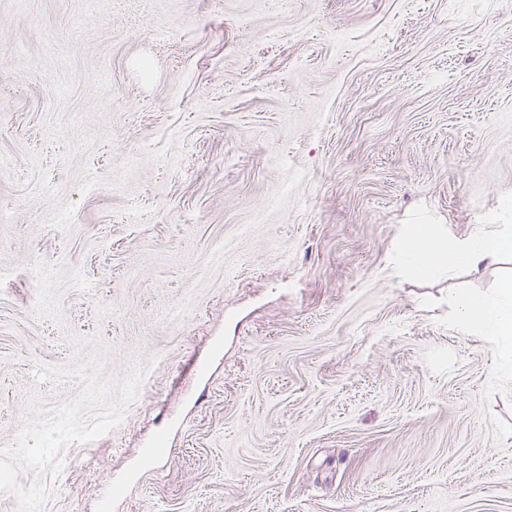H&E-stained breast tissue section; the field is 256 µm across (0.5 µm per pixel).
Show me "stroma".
Wrapping results in <instances>:
<instances>
[{"instance_id":"stroma-1","label":"stroma","mask_w":512,"mask_h":512,"mask_svg":"<svg viewBox=\"0 0 512 512\" xmlns=\"http://www.w3.org/2000/svg\"><path fill=\"white\" fill-rule=\"evenodd\" d=\"M410 224L512 227V0H0V447L36 366L144 371L43 512H512L449 306L512 258L398 274Z\"/></svg>"}]
</instances>
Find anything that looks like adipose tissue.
<instances>
[{"label":"adipose tissue","instance_id":"ef3b65f1","mask_svg":"<svg viewBox=\"0 0 512 512\" xmlns=\"http://www.w3.org/2000/svg\"><path fill=\"white\" fill-rule=\"evenodd\" d=\"M399 255L402 266L424 278L459 266L476 271L492 260L512 255V232L451 240L431 225L410 224ZM452 304L462 332L479 333L499 347L512 349V280L504 282L495 294L462 293Z\"/></svg>","mask_w":512,"mask_h":512}]
</instances>
